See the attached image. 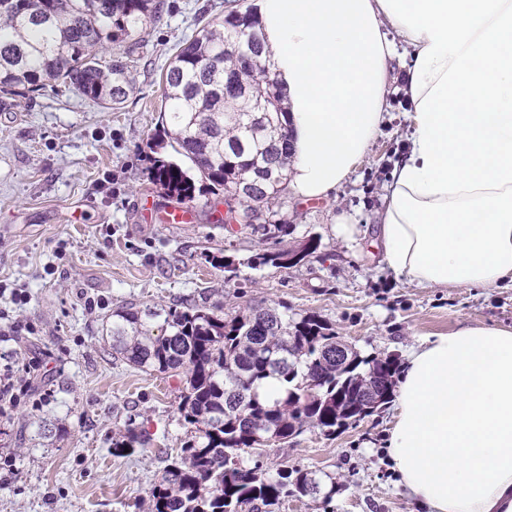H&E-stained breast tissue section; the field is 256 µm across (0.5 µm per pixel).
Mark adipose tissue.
Returning <instances> with one entry per match:
<instances>
[{
    "instance_id": "ef3b65f1",
    "label": "adipose tissue",
    "mask_w": 512,
    "mask_h": 512,
    "mask_svg": "<svg viewBox=\"0 0 512 512\" xmlns=\"http://www.w3.org/2000/svg\"><path fill=\"white\" fill-rule=\"evenodd\" d=\"M288 98V190L327 200L387 119L413 109L378 241L424 288H512V0H257ZM389 459L430 512H512V331L465 326L414 347Z\"/></svg>"
}]
</instances>
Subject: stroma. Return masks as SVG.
<instances>
[{
    "label": "stroma",
    "instance_id": "obj_1",
    "mask_svg": "<svg viewBox=\"0 0 512 512\" xmlns=\"http://www.w3.org/2000/svg\"><path fill=\"white\" fill-rule=\"evenodd\" d=\"M224 2L161 0L140 45L113 44V55L129 54L135 84L121 109L60 85L0 112V375L14 383L13 399L0 400V512H142L180 448V376L112 356V313L124 303L160 309L205 298L228 316L284 305L320 315L362 354L403 361L428 336L469 325L512 330V288H423L395 277L372 244L407 134L409 104L397 84L386 127L336 199L284 192L275 202L291 227L285 246L319 238L307 261L249 268L259 234L212 223L208 193L195 201L198 223L146 221L172 203L151 178L163 76L198 18L223 17ZM341 214L351 237L336 233ZM218 251L236 273L210 263ZM15 288L25 304L12 303ZM14 321L25 331L10 332ZM396 414L391 403L336 435L309 428L267 448L268 471L288 465L336 479L331 502L291 499L280 512H426L386 452ZM129 424L149 444L113 453V432Z\"/></svg>",
    "mask_w": 512,
    "mask_h": 512
}]
</instances>
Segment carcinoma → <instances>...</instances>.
<instances>
[{"instance_id": "1", "label": "carcinoma", "mask_w": 512, "mask_h": 512, "mask_svg": "<svg viewBox=\"0 0 512 512\" xmlns=\"http://www.w3.org/2000/svg\"><path fill=\"white\" fill-rule=\"evenodd\" d=\"M158 8L155 0H0V110L53 84L112 109L123 105L134 89L127 57L105 58L102 49L139 44ZM263 51L248 10L208 21L177 47L155 146L170 143L205 188L180 164L156 158L153 180L176 203H192L206 189L233 197L244 213L272 212L288 163L270 168L288 148L275 143L254 109L266 100L282 129L286 107ZM250 228L276 244L290 234V226L275 221ZM319 246L311 237L297 248L258 249L247 265L286 269ZM114 317L118 359L145 372L182 375L178 413L187 437L167 459L144 512H277L288 497L330 500L334 479L286 466L271 474L260 460L264 448L308 428L330 436L359 422L364 416L355 404L363 392L376 394L379 409L394 397L397 359L352 348L347 361L336 362L339 336L315 314L258 306L229 318L204 301L160 309L131 303ZM136 443L146 440L130 424L112 434L115 453Z\"/></svg>"}]
</instances>
